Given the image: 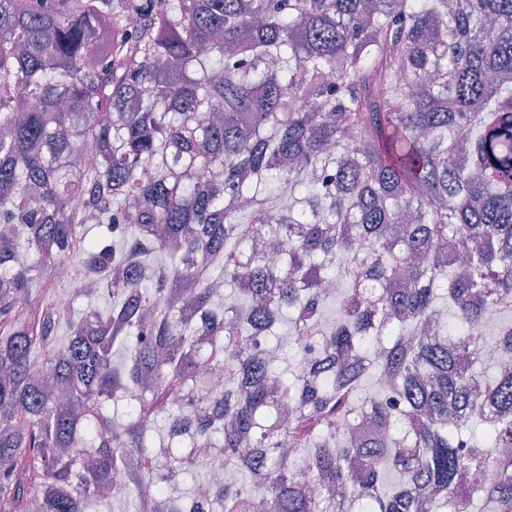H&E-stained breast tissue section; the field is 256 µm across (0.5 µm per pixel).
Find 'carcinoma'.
Instances as JSON below:
<instances>
[{
  "instance_id": "carcinoma-1",
  "label": "carcinoma",
  "mask_w": 512,
  "mask_h": 512,
  "mask_svg": "<svg viewBox=\"0 0 512 512\" xmlns=\"http://www.w3.org/2000/svg\"><path fill=\"white\" fill-rule=\"evenodd\" d=\"M511 314L512 0H0V512H512Z\"/></svg>"
}]
</instances>
